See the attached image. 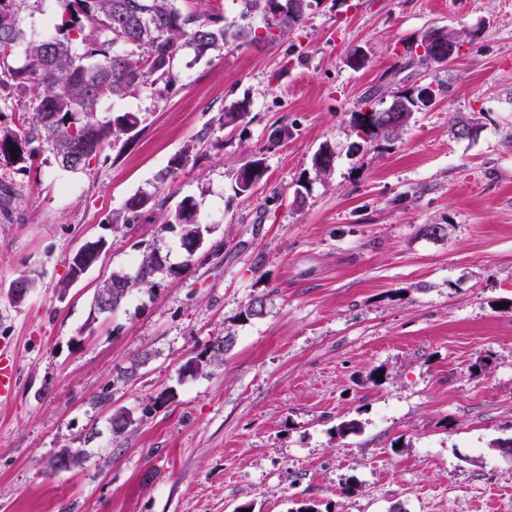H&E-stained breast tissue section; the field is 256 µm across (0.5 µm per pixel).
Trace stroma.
<instances>
[{
    "label": "stroma",
    "mask_w": 512,
    "mask_h": 512,
    "mask_svg": "<svg viewBox=\"0 0 512 512\" xmlns=\"http://www.w3.org/2000/svg\"><path fill=\"white\" fill-rule=\"evenodd\" d=\"M432 27L460 32L461 51L414 63ZM174 69L173 85L102 105L141 132L84 171L45 142L0 167L14 190L0 348L20 372L0 399V512H512V0H313L288 34L187 49ZM418 84L439 94L398 136L360 131L368 90ZM233 103L247 115L228 125ZM281 125L290 137L268 146ZM254 155L265 175L234 195ZM144 192L153 206L113 229ZM187 195L208 227L191 259L166 226ZM99 238L71 282L72 253ZM147 250L180 275L95 313L103 281ZM23 274L35 285L18 303ZM256 298L265 313L247 317ZM228 333L223 365L180 376ZM253 165L257 166V168H255L252 173V177L254 180L253 187L262 180L265 174L263 160L260 158L248 160L233 174L232 188L235 195H248L251 192V190H249L248 187L243 185L245 182L242 180V174L245 173L247 169Z\"/></svg>",
    "instance_id": "obj_1"
}]
</instances>
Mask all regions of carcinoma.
Instances as JSON below:
<instances>
[{
    "label": "carcinoma",
    "instance_id": "cac0c4a2",
    "mask_svg": "<svg viewBox=\"0 0 512 512\" xmlns=\"http://www.w3.org/2000/svg\"><path fill=\"white\" fill-rule=\"evenodd\" d=\"M29 0H0V112L22 109L12 99L15 90L37 93L38 104L28 123L0 130V166H14L30 160V145L52 144L59 164L79 171L90 165L110 139L137 135L139 118L131 112L116 113L101 120L97 107L105 100L123 98L140 86L163 81L175 82L173 62L186 48L202 58L228 44L256 41L252 29L227 22L223 0H56L61 10L53 15L56 35L34 37L20 25L19 12ZM242 17L260 21L264 28L288 33L302 20L311 0H241ZM435 29L427 30L416 48L424 53L420 63L448 61V49L436 42ZM117 45L136 51L121 54ZM254 167L258 183L265 174L263 160L251 159L233 174L237 195L250 193L242 174ZM152 196L137 193L129 197L123 213L112 217L114 226H125L145 208ZM203 199L185 196L168 221L181 232V247L192 260L208 232L200 222ZM179 269L165 266L156 252L141 255L135 276L114 272L100 289L97 300L116 310L124 301L120 290L152 289L157 277L176 275ZM235 344L228 333L216 338L209 356L194 358L198 371L224 361Z\"/></svg>",
    "mask_w": 512,
    "mask_h": 512
}]
</instances>
